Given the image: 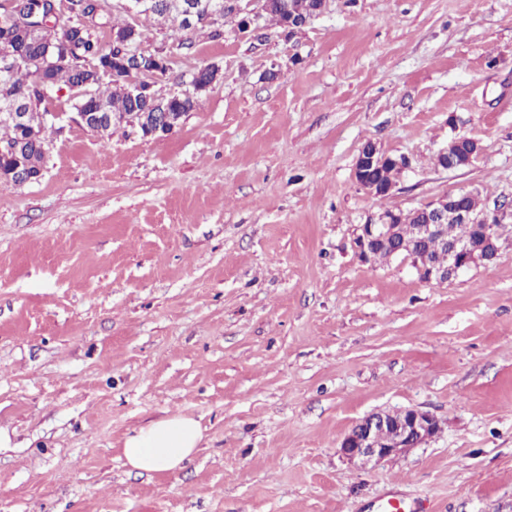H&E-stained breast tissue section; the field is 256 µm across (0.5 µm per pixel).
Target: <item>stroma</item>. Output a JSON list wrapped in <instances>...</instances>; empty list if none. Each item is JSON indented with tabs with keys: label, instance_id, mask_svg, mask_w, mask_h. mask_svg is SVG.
<instances>
[{
	"label": "stroma",
	"instance_id": "obj_1",
	"mask_svg": "<svg viewBox=\"0 0 512 512\" xmlns=\"http://www.w3.org/2000/svg\"><path fill=\"white\" fill-rule=\"evenodd\" d=\"M167 55L155 90L197 95L172 133L51 132L43 178L0 184V512H512V223L496 259L445 282L362 263L357 228L461 189L512 198V0H327L292 38H224L113 10ZM476 139L472 166L437 163ZM407 156L393 195L353 176L366 144ZM441 422L376 466L357 421ZM174 414L203 439L173 473L126 465ZM462 138H466V139H469L473 142L474 144V150L473 152L469 155V158L468 160L463 164L462 167L464 166H467V165H470L474 159H476L478 157V155L480 154L481 152V147L479 145V142L473 138H467V137H462V136H455L453 138L450 139V141L448 142V145L442 149H440L439 153H438V159L441 158V157H445L447 158V161L444 162V164H440L444 169L446 170H455L457 168H460L458 165H457V162H458V158L457 156L455 155L454 153V147L456 145V143L462 139ZM448 157H449V166H448Z\"/></svg>",
	"mask_w": 512,
	"mask_h": 512
}]
</instances>
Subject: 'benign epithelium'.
<instances>
[{"label":"benign epithelium","instance_id":"obj_1","mask_svg":"<svg viewBox=\"0 0 512 512\" xmlns=\"http://www.w3.org/2000/svg\"><path fill=\"white\" fill-rule=\"evenodd\" d=\"M27 8L20 15L4 13L0 15V36L7 37L15 28H23L30 37H36L49 26L62 27L65 32L94 28L95 15L76 17L69 9V0H25ZM178 11L183 25L193 26L200 22L216 19L223 9L231 5L242 14L241 32H255L259 29L257 22L271 11L272 0H211L204 5L194 0H179ZM138 79L126 87L127 93L134 99L142 97L141 76L159 79L160 71L152 68L137 69ZM7 111L0 113V118L19 125H26V114L18 110L19 104L13 100L4 102ZM77 121L87 129L95 128L115 121V116H105L100 112H78ZM181 117L170 112H143L140 114L138 127L144 137H152L159 132H169L178 125ZM395 164L397 173L410 167V161L404 156L393 157L376 146L359 154L354 168L356 183L373 196L385 197L392 194L398 186L397 179L392 178L380 185L372 181L371 173L386 163ZM454 198L449 193L423 206L428 223L415 226L414 234L420 237L438 235L448 223L460 225V233L445 243L447 256L443 263L431 261L426 254L408 249L404 258L410 260L419 278L425 282H443L472 267L485 264L501 224L512 222V200L504 199L494 208L484 211V217L478 219L464 209L448 210V200ZM396 212L386 210L377 219H372L359 226L356 248L359 258L365 262L372 261V245L383 242L399 230L393 223ZM440 421L434 415L413 408L404 418L391 419L387 412L372 413L361 420V427L350 430L342 439L340 452L348 460L361 466L377 465L388 458L408 452L434 438L439 432Z\"/></svg>","mask_w":512,"mask_h":512}]
</instances>
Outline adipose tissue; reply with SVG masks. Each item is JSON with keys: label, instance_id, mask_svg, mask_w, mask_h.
<instances>
[{"label": "adipose tissue", "instance_id": "adipose-tissue-1", "mask_svg": "<svg viewBox=\"0 0 512 512\" xmlns=\"http://www.w3.org/2000/svg\"><path fill=\"white\" fill-rule=\"evenodd\" d=\"M201 440V428L193 418L164 417L129 435L124 442L123 454L132 469L173 472L190 458Z\"/></svg>", "mask_w": 512, "mask_h": 512}]
</instances>
